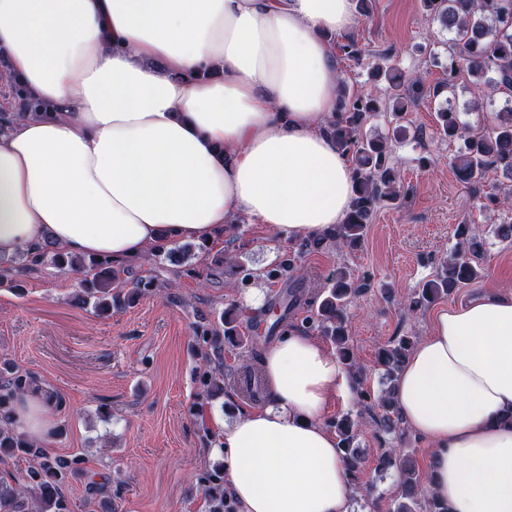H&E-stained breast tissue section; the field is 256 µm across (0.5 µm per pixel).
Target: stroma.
<instances>
[{
	"label": "stroma",
	"instance_id": "obj_1",
	"mask_svg": "<svg viewBox=\"0 0 512 512\" xmlns=\"http://www.w3.org/2000/svg\"><path fill=\"white\" fill-rule=\"evenodd\" d=\"M370 56H388L405 71L426 72L429 85L443 79L432 57L446 59L451 32L429 22L420 0H373L369 17L358 18L351 30ZM471 78L455 80L454 103L464 122L485 130L492 113L512 103L498 93L482 111L469 109ZM437 100H422L407 112V139L396 147V159L408 191L397 207L376 212L360 248H326L304 254L293 278L295 287L313 292L326 286L337 267L347 266L368 283L347 311L350 343L370 391L380 388L382 370L376 361L379 345L401 336L423 337L436 314L484 289L512 285V244L495 237L492 227L501 212L480 206L487 186L512 190L501 168L490 167L483 184L462 182L451 161L460 142L442 139L437 131ZM475 224L486 236L484 277L419 311L404 304L420 284L431 279L454 247V229ZM260 224L240 222L224 236L196 251L193 273L163 263L155 271L161 286L155 293L95 315L75 301L81 285L77 273H60L44 265L21 279L20 289L0 288V359L30 372L37 388L61 406V435L47 442L56 455L85 459L103 495L90 493L86 480L63 487L74 512H102L109 499L114 512H205L198 483L215 461L208 435L214 419L233 422L244 399L235 389L239 351H224V397L207 402L193 381L197 364L195 329L218 321L228 303L239 308L245 335L264 340L273 320L269 304L279 285L259 282L238 290L227 287L228 273L215 258L230 256L259 270L286 250ZM112 408L102 421L100 404ZM364 413V412H363ZM379 409L364 413L367 426L358 438L366 462L360 484H371L379 499L375 512H387L399 492L395 471L377 470L382 449L409 451L419 474H427L430 447L411 431L378 433Z\"/></svg>",
	"mask_w": 512,
	"mask_h": 512
}]
</instances>
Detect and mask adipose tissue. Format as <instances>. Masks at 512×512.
<instances>
[{"label": "adipose tissue", "mask_w": 512, "mask_h": 512, "mask_svg": "<svg viewBox=\"0 0 512 512\" xmlns=\"http://www.w3.org/2000/svg\"><path fill=\"white\" fill-rule=\"evenodd\" d=\"M355 22L356 0H0V60L48 106L0 129V257L49 242L130 260L242 217L291 244L323 236L354 198L331 121L333 39ZM259 370L267 404L215 445L237 512H353L322 419L356 383L301 329ZM391 398L450 512H512L511 287L440 311ZM11 421L42 441L58 407L32 388Z\"/></svg>", "instance_id": "ef3b65f1"}]
</instances>
